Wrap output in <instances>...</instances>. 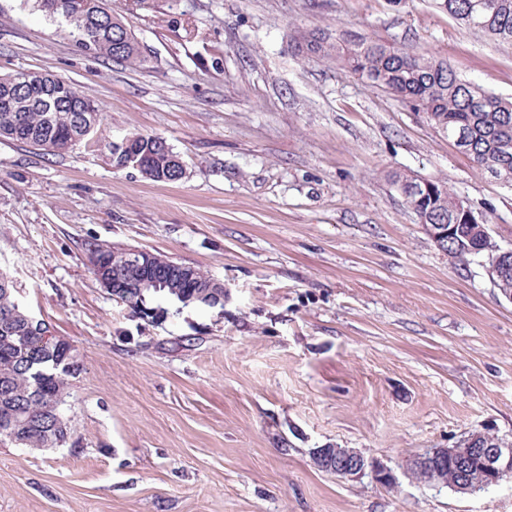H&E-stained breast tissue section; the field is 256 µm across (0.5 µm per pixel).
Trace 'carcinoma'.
<instances>
[{
  "label": "carcinoma",
  "mask_w": 512,
  "mask_h": 512,
  "mask_svg": "<svg viewBox=\"0 0 512 512\" xmlns=\"http://www.w3.org/2000/svg\"><path fill=\"white\" fill-rule=\"evenodd\" d=\"M39 11L61 20L69 36L84 51L112 61L144 63L135 36L123 35L124 16L112 9L111 0H34ZM436 6L469 29L489 38L512 43V0H435ZM295 49L306 58L324 59L381 88L430 123L469 156L481 171L492 176L512 174V99L499 97L480 85L461 79L448 63L413 48L395 47L379 38L342 40L325 30H298ZM27 71L0 75V138L63 152L87 136L99 123V106L74 84L42 75L40 93L25 90ZM128 156L153 180L177 181L183 164L161 137L135 133L125 139ZM404 179L417 190L404 195L406 204L428 214L434 224L456 225L448 252L462 261L470 253L458 245L480 248L469 238L468 206L445 181L395 173L392 184ZM98 254L97 278H112L117 268L127 287L111 296L135 312L148 317L155 308L150 298L161 296L176 309L190 305L221 304L224 289L213 288V278L201 269L177 262L195 275L197 287H182L178 275L162 288L140 284L141 269L125 258L134 248L92 244ZM14 281L0 274V429L9 430L7 440L26 448H54L67 443L71 428L59 419L56 403L65 401L72 379L80 372L75 348L69 340L46 347L39 336L42 327L15 298Z\"/></svg>",
  "instance_id": "obj_1"
}]
</instances>
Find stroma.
Instances as JSON below:
<instances>
[{
  "mask_svg": "<svg viewBox=\"0 0 512 512\" xmlns=\"http://www.w3.org/2000/svg\"><path fill=\"white\" fill-rule=\"evenodd\" d=\"M114 7L147 64L83 52L33 0H0V74H50L102 108L62 153L0 139V269L80 364L73 442L0 443V512H512V478L469 494L407 470L473 433L512 441V303L486 257L435 245L390 175L446 181L505 248L512 185L290 36L381 38L503 98L512 44L434 0ZM135 133L167 140L183 178L117 166ZM91 242L198 266L224 303L135 313L92 275ZM314 448L358 449L397 486L325 472Z\"/></svg>",
  "mask_w": 512,
  "mask_h": 512,
  "instance_id": "stroma-1",
  "label": "stroma"
}]
</instances>
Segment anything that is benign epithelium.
<instances>
[{"instance_id": "obj_1", "label": "benign epithelium", "mask_w": 512, "mask_h": 512, "mask_svg": "<svg viewBox=\"0 0 512 512\" xmlns=\"http://www.w3.org/2000/svg\"><path fill=\"white\" fill-rule=\"evenodd\" d=\"M483 238V251L487 253V274L490 281L503 276L511 249L500 247L490 233L489 224L480 216L473 221ZM424 230L442 250L453 234L452 224H425ZM481 461L480 473L473 475L471 463ZM313 464L338 477H354L370 469L376 480L384 485L396 487L392 471L384 465H373L355 448H314L311 452ZM410 474L419 475L433 484H449L457 490L472 493L479 488L497 485L512 476V441L504 440L495 448H485L477 436H472L464 448H435L417 456L411 462Z\"/></svg>"}]
</instances>
